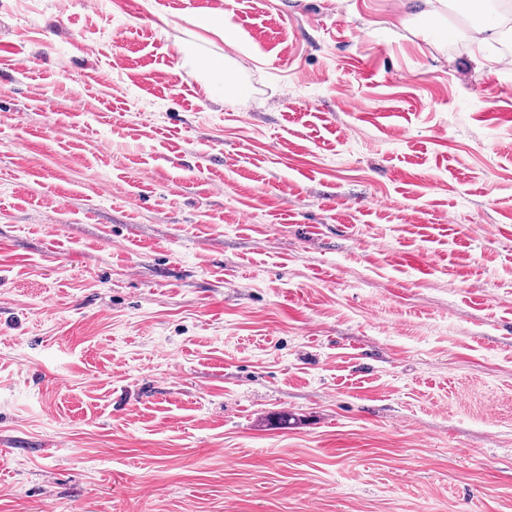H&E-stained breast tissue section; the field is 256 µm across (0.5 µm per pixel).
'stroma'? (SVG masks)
<instances>
[{
	"label": "stroma",
	"instance_id": "stroma-1",
	"mask_svg": "<svg viewBox=\"0 0 512 512\" xmlns=\"http://www.w3.org/2000/svg\"><path fill=\"white\" fill-rule=\"evenodd\" d=\"M468 30L0 0V512H512V66ZM198 26L204 28H215L224 32V42L232 46H241L242 40L240 36L224 26V16L219 14H204L195 18Z\"/></svg>",
	"mask_w": 512,
	"mask_h": 512
}]
</instances>
